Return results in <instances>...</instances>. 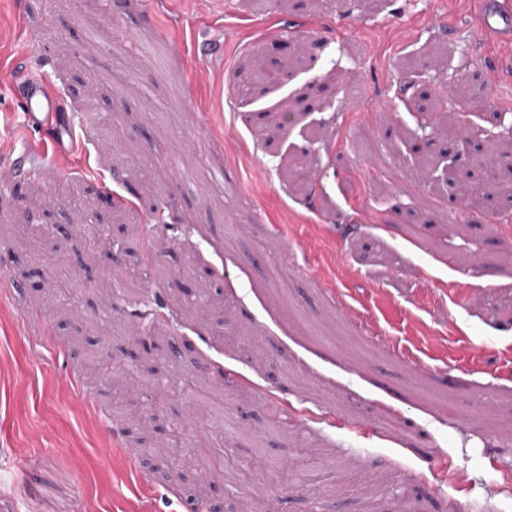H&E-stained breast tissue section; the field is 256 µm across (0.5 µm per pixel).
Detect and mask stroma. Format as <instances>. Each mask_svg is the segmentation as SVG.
Masks as SVG:
<instances>
[{
  "mask_svg": "<svg viewBox=\"0 0 512 512\" xmlns=\"http://www.w3.org/2000/svg\"><path fill=\"white\" fill-rule=\"evenodd\" d=\"M30 71L72 135L19 174ZM457 81L512 143L474 0H0V512H239L220 455L275 512H512V186L449 188Z\"/></svg>",
  "mask_w": 512,
  "mask_h": 512,
  "instance_id": "obj_1",
  "label": "stroma"
}]
</instances>
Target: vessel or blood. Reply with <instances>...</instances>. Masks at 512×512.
Wrapping results in <instances>:
<instances>
[{"instance_id": "obj_1", "label": "vessel or blood", "mask_w": 512, "mask_h": 512, "mask_svg": "<svg viewBox=\"0 0 512 512\" xmlns=\"http://www.w3.org/2000/svg\"><path fill=\"white\" fill-rule=\"evenodd\" d=\"M477 18L493 41L512 42V0H477ZM14 92L23 105L28 129L57 138L68 133L62 101L45 75H24Z\"/></svg>"}]
</instances>
